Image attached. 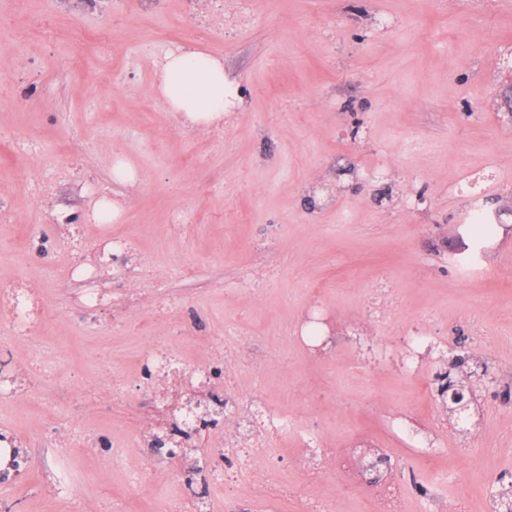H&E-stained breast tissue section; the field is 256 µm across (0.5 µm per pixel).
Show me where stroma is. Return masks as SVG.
Instances as JSON below:
<instances>
[{"instance_id": "stroma-1", "label": "stroma", "mask_w": 512, "mask_h": 512, "mask_svg": "<svg viewBox=\"0 0 512 512\" xmlns=\"http://www.w3.org/2000/svg\"><path fill=\"white\" fill-rule=\"evenodd\" d=\"M248 6L238 26L237 0H0V289L30 290L47 317L0 341V441L20 462L0 512H170L179 468L196 512H296L214 475L223 424L179 460L155 448L171 386L202 365L306 431L258 473L302 487L304 445L364 441L402 464L407 512H448V471L467 474L470 512H487L485 472L512 485V0ZM177 47L222 58V125L183 124L158 95ZM117 156L135 183L114 179ZM103 199L120 208L107 229L91 218ZM176 208L195 223H170ZM476 209L497 230L483 248ZM111 231L129 242L113 261ZM380 268L381 315L365 306ZM314 299L338 349L294 340ZM474 306L498 346L474 341ZM417 323L437 343L408 375ZM458 355L498 376L463 426L421 390ZM407 400L439 457L391 426Z\"/></svg>"}]
</instances>
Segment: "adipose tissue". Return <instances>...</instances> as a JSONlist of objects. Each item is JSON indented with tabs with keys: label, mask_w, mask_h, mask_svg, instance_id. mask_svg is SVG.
Wrapping results in <instances>:
<instances>
[{
	"label": "adipose tissue",
	"mask_w": 512,
	"mask_h": 512,
	"mask_svg": "<svg viewBox=\"0 0 512 512\" xmlns=\"http://www.w3.org/2000/svg\"><path fill=\"white\" fill-rule=\"evenodd\" d=\"M159 94L171 112L195 126L220 124L235 90L224 82L222 61L203 51L169 52L160 70Z\"/></svg>",
	"instance_id": "adipose-tissue-1"
}]
</instances>
